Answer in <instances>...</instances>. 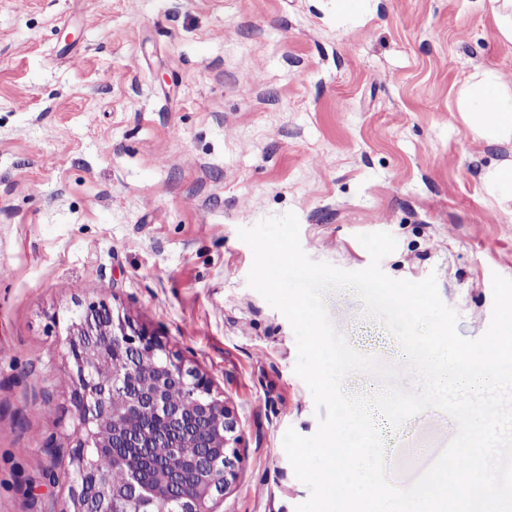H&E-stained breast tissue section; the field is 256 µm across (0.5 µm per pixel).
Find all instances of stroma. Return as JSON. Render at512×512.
I'll use <instances>...</instances> for the list:
<instances>
[{
    "label": "stroma",
    "mask_w": 512,
    "mask_h": 512,
    "mask_svg": "<svg viewBox=\"0 0 512 512\" xmlns=\"http://www.w3.org/2000/svg\"><path fill=\"white\" fill-rule=\"evenodd\" d=\"M483 69L512 82V43L476 0H0V512H70L65 328L91 302L234 410L241 462L219 512H295L309 490L283 437L315 434V403L239 231L295 213L303 251L349 271L371 261L359 235L390 233L383 272L435 275L478 338L493 275L512 279V199L483 181L512 143L455 108ZM324 303L355 351L398 369L390 385L418 389L355 291ZM389 384L354 372L343 389ZM376 423L401 488L458 431L435 408Z\"/></svg>",
    "instance_id": "obj_1"
}]
</instances>
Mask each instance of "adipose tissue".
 <instances>
[{
  "instance_id": "1",
  "label": "adipose tissue",
  "mask_w": 512,
  "mask_h": 512,
  "mask_svg": "<svg viewBox=\"0 0 512 512\" xmlns=\"http://www.w3.org/2000/svg\"><path fill=\"white\" fill-rule=\"evenodd\" d=\"M456 110L480 139L490 144L512 140V87L496 71L477 72L458 93Z\"/></svg>"
}]
</instances>
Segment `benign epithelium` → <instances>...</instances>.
<instances>
[{"mask_svg":"<svg viewBox=\"0 0 512 512\" xmlns=\"http://www.w3.org/2000/svg\"><path fill=\"white\" fill-rule=\"evenodd\" d=\"M66 345L77 411L72 512H217L237 478L241 435L211 381L104 303L69 317ZM93 451L116 459L126 480L101 474Z\"/></svg>","mask_w":512,"mask_h":512,"instance_id":"7a95c632","label":"benign epithelium"}]
</instances>
